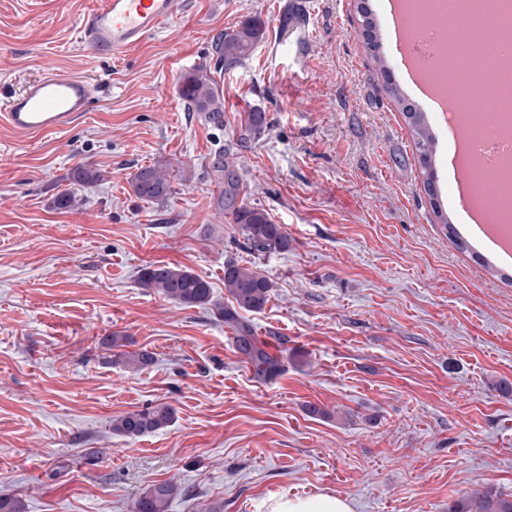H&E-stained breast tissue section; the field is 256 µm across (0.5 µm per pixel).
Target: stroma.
I'll return each instance as SVG.
<instances>
[{
  "mask_svg": "<svg viewBox=\"0 0 512 512\" xmlns=\"http://www.w3.org/2000/svg\"><path fill=\"white\" fill-rule=\"evenodd\" d=\"M98 0H0V106L44 65L99 94L69 130L24 137L0 125V491L26 512H132L152 482L178 487L171 512H262L273 495L332 493L353 512H457L474 492L512 495V264L493 275L459 249L448 124L431 197L408 125L358 32L357 0H189L118 57L77 33ZM256 20L264 36L216 76L224 128L179 95L221 32ZM261 137L240 142L249 112ZM223 151L245 204L288 235L250 248L214 205ZM80 164L103 180L77 186ZM173 174L162 202L137 198L142 165ZM71 190V208L55 205ZM271 281L243 313L280 373L257 376L233 330L137 283L148 263L208 280L224 305L227 261ZM127 337L154 362L131 371L100 337ZM172 408L158 432L125 438L114 419ZM316 404L325 416H309Z\"/></svg>",
  "mask_w": 512,
  "mask_h": 512,
  "instance_id": "obj_1",
  "label": "stroma"
}]
</instances>
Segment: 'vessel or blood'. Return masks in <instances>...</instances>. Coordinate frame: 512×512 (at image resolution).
Wrapping results in <instances>:
<instances>
[{"instance_id": "b4317fda", "label": "vessel or blood", "mask_w": 512, "mask_h": 512, "mask_svg": "<svg viewBox=\"0 0 512 512\" xmlns=\"http://www.w3.org/2000/svg\"><path fill=\"white\" fill-rule=\"evenodd\" d=\"M182 0H99L80 18L79 39L99 55L116 56L139 46L179 11ZM94 84L55 66L11 96L0 121L30 137L65 131L88 112Z\"/></svg>"}]
</instances>
